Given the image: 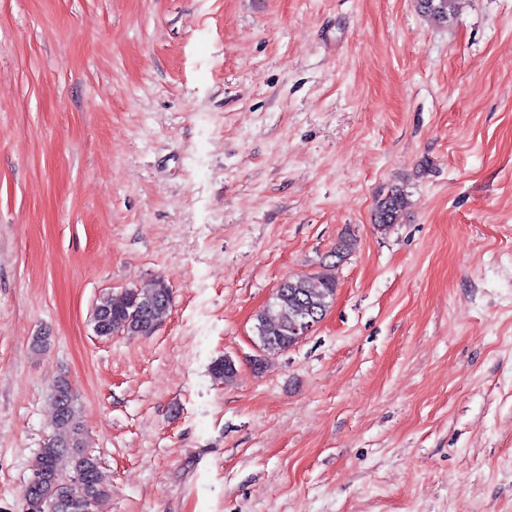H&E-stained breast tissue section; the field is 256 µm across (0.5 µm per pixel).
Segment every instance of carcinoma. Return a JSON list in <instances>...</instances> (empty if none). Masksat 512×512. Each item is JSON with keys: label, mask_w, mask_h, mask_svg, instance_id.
<instances>
[{"label": "carcinoma", "mask_w": 512, "mask_h": 512, "mask_svg": "<svg viewBox=\"0 0 512 512\" xmlns=\"http://www.w3.org/2000/svg\"><path fill=\"white\" fill-rule=\"evenodd\" d=\"M421 13L442 23L455 18L459 0H417ZM407 205L406 194L393 186L379 196L374 223L386 229L398 223ZM336 294L335 277L328 273L288 278L275 291L273 301L256 315L254 326L257 345L263 356L279 355L298 343L330 308ZM172 289L162 278L150 279L125 292L119 299L100 303L102 336L121 332L128 336H149L158 317L171 306ZM212 372L220 379L231 380L237 373L235 362L219 357ZM55 406L53 430L40 450L39 461L48 469V479L35 488L33 496L52 505L50 512H100L112 496L99 459L82 448L81 429L74 418V394L70 381L60 376L51 384ZM70 455L71 466H79L81 479H70V472L59 461Z\"/></svg>", "instance_id": "obj_1"}]
</instances>
